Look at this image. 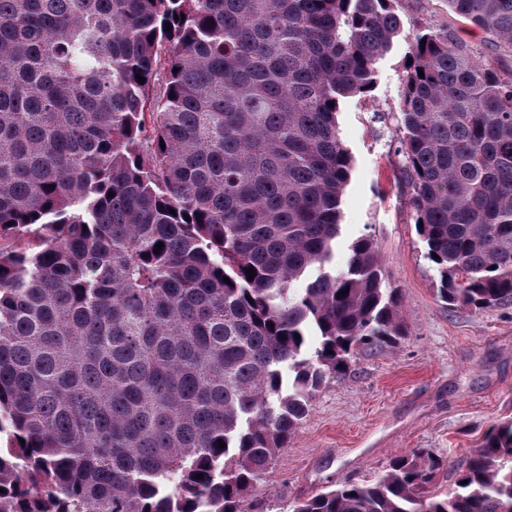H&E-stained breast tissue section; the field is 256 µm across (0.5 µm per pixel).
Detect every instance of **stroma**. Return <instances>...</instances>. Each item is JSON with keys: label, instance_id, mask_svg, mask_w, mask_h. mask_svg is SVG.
Returning a JSON list of instances; mask_svg holds the SVG:
<instances>
[{"label": "stroma", "instance_id": "obj_1", "mask_svg": "<svg viewBox=\"0 0 512 512\" xmlns=\"http://www.w3.org/2000/svg\"><path fill=\"white\" fill-rule=\"evenodd\" d=\"M398 13L405 34L379 61L373 92L338 115L352 171L331 266H344L351 242L373 238L401 292L409 334L359 353L349 369L328 377L248 498L247 512H285L325 486L364 482L415 448L463 460L494 424L512 418V306L475 312L438 299L396 153L409 33L422 24L451 29L504 74L512 72V55L453 14L447 0H399Z\"/></svg>", "mask_w": 512, "mask_h": 512}]
</instances>
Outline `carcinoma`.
<instances>
[{
	"instance_id": "carcinoma-1",
	"label": "carcinoma",
	"mask_w": 512,
	"mask_h": 512,
	"mask_svg": "<svg viewBox=\"0 0 512 512\" xmlns=\"http://www.w3.org/2000/svg\"><path fill=\"white\" fill-rule=\"evenodd\" d=\"M447 2L512 53V0ZM397 3L0 0V239L37 240L0 248V512H245L327 376L408 335L372 238L326 270L338 114ZM408 57L398 154L437 294L512 305V73L449 29ZM291 512H512V419Z\"/></svg>"
}]
</instances>
